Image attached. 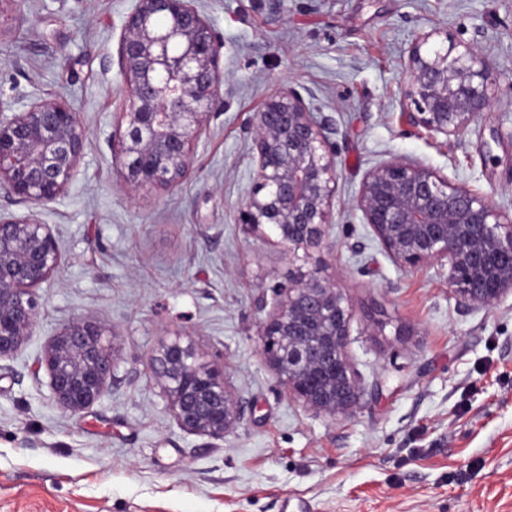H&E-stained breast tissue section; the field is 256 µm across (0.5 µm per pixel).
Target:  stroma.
<instances>
[{"label":"stroma","mask_w":512,"mask_h":512,"mask_svg":"<svg viewBox=\"0 0 512 512\" xmlns=\"http://www.w3.org/2000/svg\"><path fill=\"white\" fill-rule=\"evenodd\" d=\"M133 0H16L0 11V98H62L87 130L67 192L36 210L62 254L34 292L23 350L0 361V512H512V295L467 305L436 264L402 267L355 208L365 175L405 157L512 209V0H196L222 41L224 104L190 180L126 191L112 135ZM438 28L502 75L458 136L413 126L401 71ZM309 90L334 131L333 223L309 250L352 306L350 415L306 407L262 353L276 288L299 265L238 223L248 124L267 96ZM111 327L109 394L60 408L39 358L71 321ZM182 336L241 405L224 438L180 428L152 358Z\"/></svg>","instance_id":"stroma-1"}]
</instances>
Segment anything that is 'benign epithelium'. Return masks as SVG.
I'll return each instance as SVG.
<instances>
[{"label": "benign epithelium", "instance_id": "benign-epithelium-1", "mask_svg": "<svg viewBox=\"0 0 512 512\" xmlns=\"http://www.w3.org/2000/svg\"><path fill=\"white\" fill-rule=\"evenodd\" d=\"M219 41L195 0H135L119 42L128 104L117 120V157L133 190L181 186L195 146L223 100ZM412 119L446 138L487 111L501 81L469 44L439 29L415 39L402 74ZM252 183L239 223L269 233L297 253L319 243L332 223L338 179L331 121L294 88L271 93L250 119ZM87 133L61 99L22 107L0 98V188L30 206L56 201L73 180ZM396 263L448 267V285L469 305L490 306L512 293V211L424 165L395 159L371 170L356 200ZM62 263L56 237L34 213L0 215V360L23 348L36 321L34 290ZM263 326L262 352L280 383L306 406L350 414L361 383L347 353L350 303L326 267L299 272L276 289ZM110 328L72 321L40 359L55 402L74 414L104 398L115 358ZM163 396L184 430L222 438L238 405L224 369L177 336L153 360Z\"/></svg>", "mask_w": 512, "mask_h": 512}]
</instances>
